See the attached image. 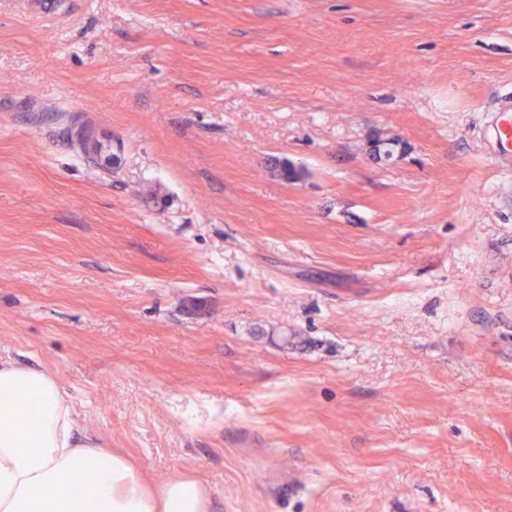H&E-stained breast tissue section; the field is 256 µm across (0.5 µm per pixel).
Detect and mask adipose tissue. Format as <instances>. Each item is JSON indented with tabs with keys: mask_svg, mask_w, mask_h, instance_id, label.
<instances>
[{
	"mask_svg": "<svg viewBox=\"0 0 512 512\" xmlns=\"http://www.w3.org/2000/svg\"><path fill=\"white\" fill-rule=\"evenodd\" d=\"M85 473L80 485L65 482ZM211 491L181 477L150 488L122 454L74 434L73 406L50 373L0 361V512H210Z\"/></svg>",
	"mask_w": 512,
	"mask_h": 512,
	"instance_id": "1",
	"label": "adipose tissue"
}]
</instances>
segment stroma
Returning <instances> with one entry per match:
<instances>
[{"mask_svg": "<svg viewBox=\"0 0 512 512\" xmlns=\"http://www.w3.org/2000/svg\"><path fill=\"white\" fill-rule=\"evenodd\" d=\"M508 91L512 0H0V359L213 512H512ZM485 133L493 143L494 155L503 167H512V95H501L487 109Z\"/></svg>", "mask_w": 512, "mask_h": 512, "instance_id": "obj_1", "label": "stroma"}]
</instances>
